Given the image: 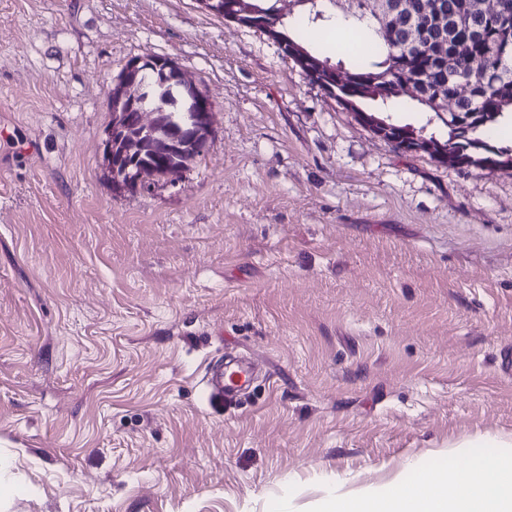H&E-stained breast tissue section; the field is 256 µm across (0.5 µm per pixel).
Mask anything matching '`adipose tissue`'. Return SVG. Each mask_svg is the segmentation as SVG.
Masks as SVG:
<instances>
[{
  "label": "adipose tissue",
  "mask_w": 512,
  "mask_h": 512,
  "mask_svg": "<svg viewBox=\"0 0 512 512\" xmlns=\"http://www.w3.org/2000/svg\"><path fill=\"white\" fill-rule=\"evenodd\" d=\"M495 446L482 455L461 451L454 467L413 490L397 484L384 493L331 495L325 512H512V443Z\"/></svg>",
  "instance_id": "ef3b65f1"
}]
</instances>
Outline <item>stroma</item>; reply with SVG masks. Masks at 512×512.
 Masks as SVG:
<instances>
[{
  "mask_svg": "<svg viewBox=\"0 0 512 512\" xmlns=\"http://www.w3.org/2000/svg\"><path fill=\"white\" fill-rule=\"evenodd\" d=\"M214 106L120 194L109 95ZM512 169L374 134L197 0H0V512H318L512 438ZM261 362L235 405L206 374ZM157 59H139L126 66L125 74L117 84L112 87V100L110 108L112 124L108 132L105 144L106 168L112 178V186L115 191L132 188L140 185L145 179L160 177L161 174L153 166H167L175 168L167 172L163 177L173 178L201 154L200 149H193L186 155L176 159L157 158L149 154H143L140 159H131L128 163L135 166H145L132 171L125 170L121 175L117 173V160L122 157L132 156L146 149L162 154H168L173 148L181 147L179 144L184 133L196 145L204 147L209 136L212 120L213 106L196 83L186 73L180 71L172 63L156 61ZM153 67L155 70L162 67L167 77V83L177 87L180 91L179 98L175 97L174 106L182 112L180 130L173 137H156L157 129L164 123L165 112L158 109L154 101L163 93L152 79L144 73ZM130 99L136 108L135 116L129 118L128 111L122 106ZM112 101L115 108L112 110Z\"/></svg>",
  "mask_w": 512,
  "mask_h": 512,
  "instance_id": "obj_1",
  "label": "stroma"
}]
</instances>
